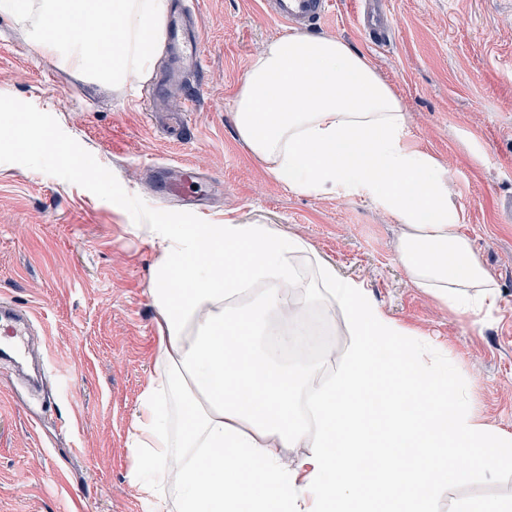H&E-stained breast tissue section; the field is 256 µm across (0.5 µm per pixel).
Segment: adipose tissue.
Masks as SVG:
<instances>
[{
	"label": "adipose tissue",
	"instance_id": "1",
	"mask_svg": "<svg viewBox=\"0 0 512 512\" xmlns=\"http://www.w3.org/2000/svg\"><path fill=\"white\" fill-rule=\"evenodd\" d=\"M234 119L271 175L392 215L412 287L453 312L496 304L447 165L408 149L400 102L361 53L333 37L266 42ZM157 238L158 351L128 450L158 512H440L444 485L512 457V433L301 237L228 219ZM314 306L349 336L328 371L296 349Z\"/></svg>",
	"mask_w": 512,
	"mask_h": 512
}]
</instances>
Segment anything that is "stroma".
Wrapping results in <instances>:
<instances>
[{"mask_svg":"<svg viewBox=\"0 0 512 512\" xmlns=\"http://www.w3.org/2000/svg\"><path fill=\"white\" fill-rule=\"evenodd\" d=\"M388 41L375 47L359 0L309 36L365 54L395 92L406 145L444 161L464 232L499 285L495 307L446 311L413 288L395 259V219L362 197L297 190L271 176L240 140L232 103L251 59L289 28L264 0H193L203 47L154 123L145 83L81 80L44 56L29 23L0 10V110L24 107L46 149L0 138V299L33 308L47 380L26 388L0 360V512H155L128 436L154 370L149 296L160 224H269L302 237L317 257L363 280L401 325L420 330L437 366L465 386L487 423L512 431V0H384ZM85 157L87 171L67 155ZM195 168L206 210L161 199L154 167ZM472 497L512 501V464L441 493V512Z\"/></svg>","mask_w":512,"mask_h":512,"instance_id":"1","label":"stroma"}]
</instances>
